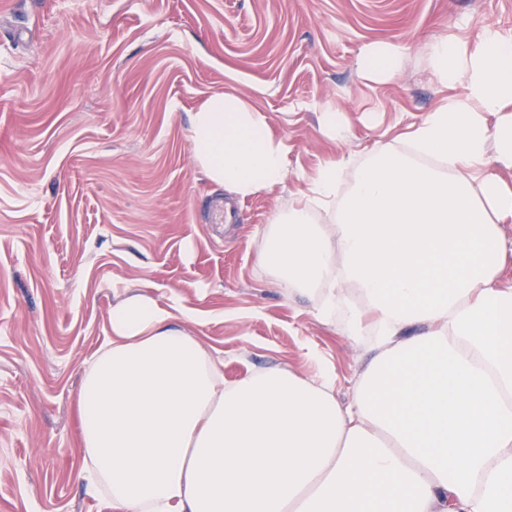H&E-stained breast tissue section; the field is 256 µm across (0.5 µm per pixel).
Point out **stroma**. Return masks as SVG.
Here are the masks:
<instances>
[{"mask_svg":"<svg viewBox=\"0 0 512 512\" xmlns=\"http://www.w3.org/2000/svg\"><path fill=\"white\" fill-rule=\"evenodd\" d=\"M487 25L512 28V0H0V512H111L84 488L75 396L130 290L189 313L225 382L326 367L349 402L370 334L285 293L260 234L323 159L363 163L440 100L426 42ZM376 41L408 46L397 82L357 76ZM224 92L286 141L277 196L232 200L197 165L190 114ZM336 112V108L330 106L320 109L321 130L333 141H336V137H344L347 129L344 118Z\"/></svg>","mask_w":512,"mask_h":512,"instance_id":"stroma-1","label":"stroma"}]
</instances>
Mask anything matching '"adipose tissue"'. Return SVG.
I'll use <instances>...</instances> for the list:
<instances>
[{
	"label": "adipose tissue",
	"instance_id": "obj_1",
	"mask_svg": "<svg viewBox=\"0 0 512 512\" xmlns=\"http://www.w3.org/2000/svg\"><path fill=\"white\" fill-rule=\"evenodd\" d=\"M404 54L372 43L357 70L393 81ZM425 56L445 97L357 170L322 162L260 238L259 263L320 315L360 294L349 329L376 341L352 400L281 366L225 384L175 306L129 293L75 397L86 490L112 512H512V30ZM189 138L239 199L287 177V145L238 95L209 96Z\"/></svg>",
	"mask_w": 512,
	"mask_h": 512
}]
</instances>
